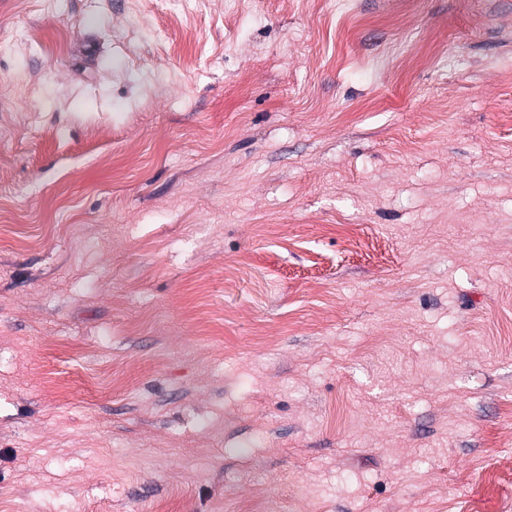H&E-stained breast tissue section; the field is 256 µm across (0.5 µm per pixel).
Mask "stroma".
<instances>
[{"label":"stroma","mask_w":512,"mask_h":512,"mask_svg":"<svg viewBox=\"0 0 512 512\" xmlns=\"http://www.w3.org/2000/svg\"><path fill=\"white\" fill-rule=\"evenodd\" d=\"M512 512V0H0V512Z\"/></svg>","instance_id":"obj_1"}]
</instances>
